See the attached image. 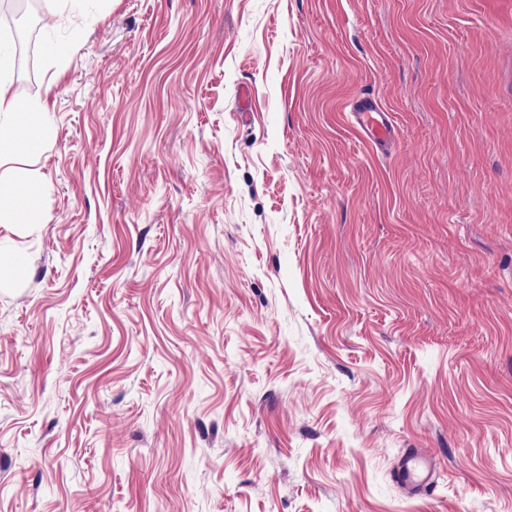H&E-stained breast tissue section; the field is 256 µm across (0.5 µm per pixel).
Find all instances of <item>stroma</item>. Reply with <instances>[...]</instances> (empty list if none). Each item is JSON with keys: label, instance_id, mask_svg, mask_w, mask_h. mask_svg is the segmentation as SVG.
I'll use <instances>...</instances> for the list:
<instances>
[{"label": "stroma", "instance_id": "obj_1", "mask_svg": "<svg viewBox=\"0 0 512 512\" xmlns=\"http://www.w3.org/2000/svg\"><path fill=\"white\" fill-rule=\"evenodd\" d=\"M40 5L0 512H512V0ZM350 122L376 148L387 150L395 141L392 116L377 101L361 96L350 103ZM436 466L431 454L421 448H412L403 456L396 473V481L410 496H416L434 482Z\"/></svg>", "mask_w": 512, "mask_h": 512}]
</instances>
